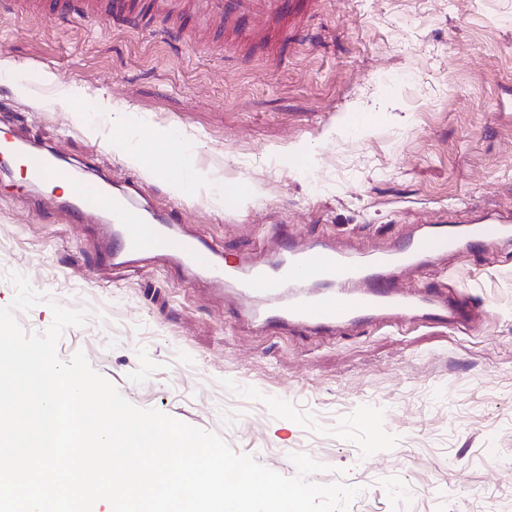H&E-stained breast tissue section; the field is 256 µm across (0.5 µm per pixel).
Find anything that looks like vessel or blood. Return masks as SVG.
Masks as SVG:
<instances>
[{
	"mask_svg": "<svg viewBox=\"0 0 512 512\" xmlns=\"http://www.w3.org/2000/svg\"><path fill=\"white\" fill-rule=\"evenodd\" d=\"M315 4L316 0H185L183 7L216 23L225 35L236 36L246 49L259 47L271 53L287 45L305 9ZM18 7L30 17L50 14L60 21H97L126 12L125 0H19ZM16 165L34 186L56 178L73 183V198L60 204L72 223H85L92 216L107 218L112 225L102 249L107 265L173 257L184 268L205 270L214 284L230 285L242 299L263 298L252 316L268 323L328 334L342 324L392 318L444 324L451 319L470 323L479 317L470 304L424 299L416 289L399 285L392 273L417 269L425 258L457 249L464 237L473 243L487 242L489 231L483 223L464 231L453 225L434 227L388 248L355 255L285 237L276 262L254 263L243 257L227 266L211 258L210 246L200 238L173 234L174 217L142 209L137 186L115 191L103 184L86 185L82 169L61 167L55 150L33 146L13 133L0 138V167Z\"/></svg>",
	"mask_w": 512,
	"mask_h": 512,
	"instance_id": "vessel-or-blood-1",
	"label": "vessel or blood"
}]
</instances>
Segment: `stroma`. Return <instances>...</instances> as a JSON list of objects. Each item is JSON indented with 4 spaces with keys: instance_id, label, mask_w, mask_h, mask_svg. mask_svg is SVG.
<instances>
[{
    "instance_id": "stroma-1",
    "label": "stroma",
    "mask_w": 512,
    "mask_h": 512,
    "mask_svg": "<svg viewBox=\"0 0 512 512\" xmlns=\"http://www.w3.org/2000/svg\"><path fill=\"white\" fill-rule=\"evenodd\" d=\"M0 129L92 161L87 180L145 183L226 260L303 243L385 248L425 226L512 215V0H325L278 55L164 41L103 23L34 19L0 0ZM127 115V129L113 127ZM178 137L185 192L134 154ZM258 187L232 216L224 195ZM56 190L0 175V306L25 270L50 302L86 307L58 343L132 404L219 434L285 476L358 487L348 512H512V236L459 247L400 282L481 309L470 328L404 320L333 334L259 327L228 291L169 263L102 266L103 230Z\"/></svg>"
}]
</instances>
